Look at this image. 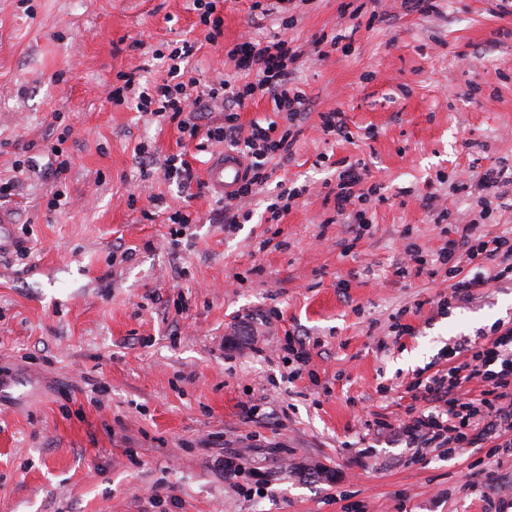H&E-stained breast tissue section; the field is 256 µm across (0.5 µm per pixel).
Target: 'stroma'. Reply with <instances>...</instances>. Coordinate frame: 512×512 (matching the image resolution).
Segmentation results:
<instances>
[{"label": "stroma", "instance_id": "stroma-1", "mask_svg": "<svg viewBox=\"0 0 512 512\" xmlns=\"http://www.w3.org/2000/svg\"><path fill=\"white\" fill-rule=\"evenodd\" d=\"M251 4L224 0L211 43L193 0H0V182L17 185L6 205L27 249L0 255V512H512V455L415 450L393 432L409 383L446 368L449 345L512 327V282L492 280L493 262L466 266L486 283L443 313L446 282L393 274L404 230L430 254L448 239L427 197L466 223L480 194L457 182L512 162V12L303 0L288 72L308 115L289 127L267 96L241 110L243 133L274 121L294 140L228 232L204 180L220 144L109 93L134 69L165 79L186 40L200 81L240 80L227 50L283 30ZM324 34L349 36L350 51L317 57ZM330 110L345 136L323 134ZM66 126L56 177L47 149ZM144 145L160 163L181 156L190 186L142 180ZM357 161L378 191L347 253L327 186ZM301 185L271 219L268 205ZM176 211L193 224L174 251ZM397 321L410 327L399 339ZM294 338L312 373L292 381ZM249 400L261 410L248 419ZM375 413L386 430L367 427Z\"/></svg>", "mask_w": 512, "mask_h": 512}]
</instances>
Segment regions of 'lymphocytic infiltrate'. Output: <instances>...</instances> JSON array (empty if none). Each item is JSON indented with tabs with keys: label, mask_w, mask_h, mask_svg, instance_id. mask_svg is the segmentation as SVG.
Here are the masks:
<instances>
[{
	"label": "lymphocytic infiltrate",
	"mask_w": 512,
	"mask_h": 512,
	"mask_svg": "<svg viewBox=\"0 0 512 512\" xmlns=\"http://www.w3.org/2000/svg\"><path fill=\"white\" fill-rule=\"evenodd\" d=\"M193 50L189 42L175 48L169 78L153 85H141L136 72L122 73L121 85L112 89V100L134 101L138 111L155 116L172 114L178 119V131L192 138L200 132V114L211 111L213 104L223 103V123L205 134L209 141L229 144L250 159L233 200L224 203L226 226L232 230L241 218L235 210L236 201L252 195L254 188L265 182L270 157L289 151L292 138L290 132H278L273 122L265 127L253 126L249 136H241L239 111L261 92L271 96L275 110L284 113L288 122L298 120L306 99L301 90L289 86L287 67L301 54L282 38L266 43L245 41L229 49L227 56L249 74V81L233 84L219 78L203 85L195 77L184 76L178 67ZM364 179L363 168L349 164L338 174L334 195L337 214L353 224L358 236L367 230L369 222L365 213L350 212L349 206L355 186ZM477 185L483 193L484 212L507 206L512 201V166L486 168ZM404 252L406 259L396 267V276L405 279L415 271L428 272L432 277L446 273L452 280L450 298L457 302L471 299L481 285L479 279L463 277L464 264L493 260L497 263L495 280L512 275V236L485 233L475 218L456 225L454 238L441 248L436 261H428L414 243L405 245ZM447 356V371L436 372L428 381L415 382L417 396L427 406L409 409L399 432L414 448L432 443L471 448L488 441L496 449L512 452V328L491 331L489 339L481 344L457 342L449 347ZM475 378L484 381V389L476 394L463 392V383Z\"/></svg>",
	"instance_id": "f902f5d3"
}]
</instances>
